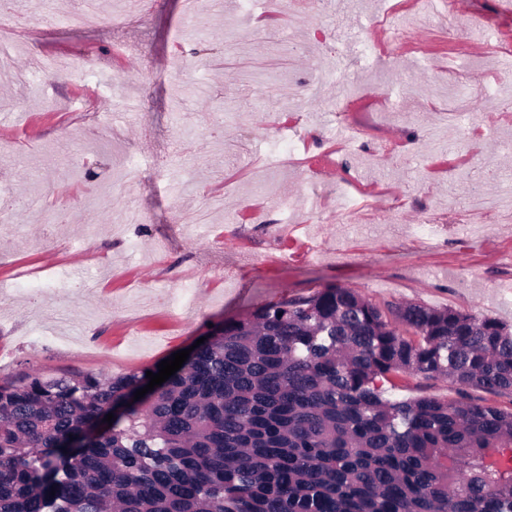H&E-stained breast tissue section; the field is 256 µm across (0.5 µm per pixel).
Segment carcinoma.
<instances>
[{"mask_svg":"<svg viewBox=\"0 0 512 512\" xmlns=\"http://www.w3.org/2000/svg\"><path fill=\"white\" fill-rule=\"evenodd\" d=\"M148 370L0 384V512H512V409L377 386L512 397L495 319L331 284L215 327L135 401ZM380 384L386 396L392 400H412L419 397H432L441 402H449L459 397L458 385L441 378H426L422 375H389Z\"/></svg>","mask_w":512,"mask_h":512,"instance_id":"cac0c4a2","label":"carcinoma"}]
</instances>
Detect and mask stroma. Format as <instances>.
I'll use <instances>...</instances> for the list:
<instances>
[{
    "label": "stroma",
    "mask_w": 512,
    "mask_h": 512,
    "mask_svg": "<svg viewBox=\"0 0 512 512\" xmlns=\"http://www.w3.org/2000/svg\"><path fill=\"white\" fill-rule=\"evenodd\" d=\"M449 15L424 0H360L357 31L314 0H206L192 31L176 38L183 0H101L97 25L65 23L80 0H17V39L40 54L80 53L93 77L79 111L63 100L74 81L51 73L28 88L0 81V114L38 121L0 128V197H36L0 224V383L39 373L121 374L189 348L210 325L282 296L329 284L377 305L416 303L474 312L512 326V222L483 213L455 223L476 194L512 181V14L496 0H452ZM414 26L393 43L384 12ZM253 36H236L243 17ZM481 27L500 51L474 47ZM457 46L456 59L434 47ZM198 49L192 85L171 79ZM338 56L347 85L325 86L307 112L289 103ZM477 94L462 104L456 89ZM146 110L123 141L102 139L111 87ZM287 138L292 153L274 142ZM141 177L118 180L128 153ZM325 198L313 210L303 198ZM443 227L421 232L429 215ZM305 225L300 256L288 227ZM388 398L455 400L441 378L397 374Z\"/></svg>",
    "instance_id": "stroma-1"
}]
</instances>
